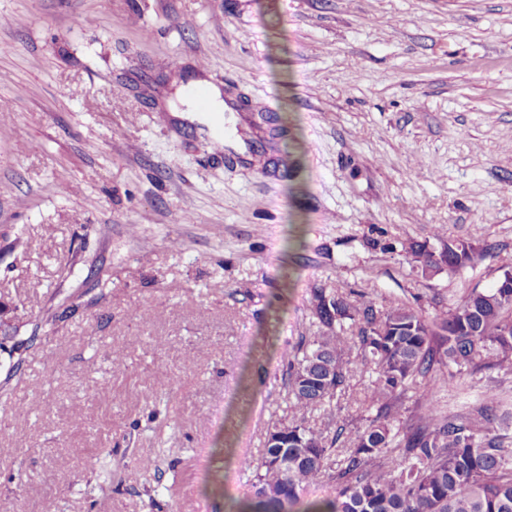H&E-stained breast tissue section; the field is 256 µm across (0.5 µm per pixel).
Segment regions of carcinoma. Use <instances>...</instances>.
I'll return each mask as SVG.
<instances>
[{
  "label": "carcinoma",
  "instance_id": "obj_1",
  "mask_svg": "<svg viewBox=\"0 0 512 512\" xmlns=\"http://www.w3.org/2000/svg\"><path fill=\"white\" fill-rule=\"evenodd\" d=\"M474 251L448 239V269L467 267ZM408 254L421 274L433 268L425 244L410 243ZM511 279L505 265L492 287L428 316L369 295L316 290L320 334L301 339L287 358L291 419L268 431L245 512H512V411L495 383L512 375V288L499 287ZM367 368L375 415L351 429L311 427L308 415H333L337 394ZM445 369L450 378L485 372L489 384L466 414L424 407L400 430L406 389ZM315 483L330 495L298 509Z\"/></svg>",
  "mask_w": 512,
  "mask_h": 512
}]
</instances>
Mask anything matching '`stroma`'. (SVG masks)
Instances as JSON below:
<instances>
[{
    "label": "stroma",
    "mask_w": 512,
    "mask_h": 512,
    "mask_svg": "<svg viewBox=\"0 0 512 512\" xmlns=\"http://www.w3.org/2000/svg\"><path fill=\"white\" fill-rule=\"evenodd\" d=\"M197 80L235 164L178 116ZM450 237L481 250L457 275ZM506 264L512 0H0V512H238L315 289L430 313ZM370 414L355 375L333 422Z\"/></svg>",
    "instance_id": "1"
}]
</instances>
